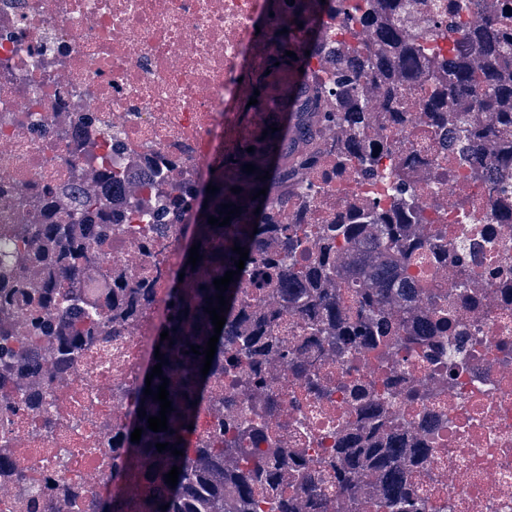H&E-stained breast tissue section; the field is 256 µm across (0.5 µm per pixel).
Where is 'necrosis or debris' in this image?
Returning <instances> with one entry per match:
<instances>
[{
    "mask_svg": "<svg viewBox=\"0 0 512 512\" xmlns=\"http://www.w3.org/2000/svg\"><path fill=\"white\" fill-rule=\"evenodd\" d=\"M287 25L284 0H0V235L30 223L29 202L45 190L64 186L75 198L96 190L98 137L115 124L127 130L119 161L133 174L162 161L197 177L216 152L234 154L247 131L238 106L267 71L270 46ZM438 153L435 144L413 140L396 155L411 162L410 184L428 202ZM301 178L312 190L292 206L303 212L311 238L320 202L338 214L390 203L386 181L354 162L337 177ZM410 230L465 238L462 265L474 272L468 291L476 303L459 306L457 316L480 349L456 371L437 365L420 374L424 406L390 397L389 432L406 448H431L430 476L414 490L432 512H512V359L500 354L512 345V304L500 292L512 283V224L497 223L486 207L463 216L450 206ZM183 231L177 222L144 224L130 236L136 255H154L151 302L117 314L89 362L64 376L50 346L39 347L44 370L33 388L46 394L65 380L69 394L56 399L50 424L30 437L49 456L20 468L19 486L0 492V512H60L112 431L134 416L158 319L182 269L175 242ZM137 268L114 247H100L84 270L86 300L113 284L135 283ZM384 357V349L360 347L337 359L336 377L347 386L377 379ZM265 363L275 379L266 396L290 422L279 447L292 457L327 460L337 435L358 429L350 401L340 392L309 394L277 352ZM254 396L244 388L220 401L204 396L187 447L236 421ZM24 482L42 484L43 497L20 501Z\"/></svg>",
    "mask_w": 512,
    "mask_h": 512,
    "instance_id": "obj_1",
    "label": "necrosis or debris"
}]
</instances>
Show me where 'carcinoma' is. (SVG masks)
<instances>
[{
  "mask_svg": "<svg viewBox=\"0 0 512 512\" xmlns=\"http://www.w3.org/2000/svg\"><path fill=\"white\" fill-rule=\"evenodd\" d=\"M312 0H295L288 6V32L281 35L287 50L296 58L284 56L275 72L258 85V103L254 111L265 110L266 118L252 131L250 141L232 162V170L219 172L205 182L189 180L170 192L164 207L155 209L139 202H129L122 226L108 214L111 198L122 195L128 175L114 159V151L126 136V129L112 128L105 138L106 150L99 157V183L103 190L81 196L67 207L65 216L55 215L56 193L46 194L43 222L23 224L21 231L0 237V271L12 281L0 286V310L15 303L13 289L20 287L21 252L47 240L54 244V261L64 266L66 275L48 280L37 297L31 299L36 315L30 320L32 335L17 337L0 329V383H16L20 403L0 408V421L10 425L27 418H47L51 404L45 396L26 393L21 380L36 376L41 369L35 352L47 341L51 344L57 366L67 370L88 358L89 341L106 331L112 311L128 312L148 301L150 289L119 285L110 288L103 300H83L82 270L101 242L112 241L115 229L133 234L138 224H159L165 209L178 217H191L203 198L208 199V215L220 217L222 205L234 203L241 213L223 227L201 224L193 239L209 247L202 255L210 274L196 279L194 287L183 288L176 282L171 288V308L160 320L157 333L168 331L169 338L156 337L165 363L163 376L169 379L168 431L148 429L147 417L157 416L160 402L144 394L145 382L136 391L139 408L146 416L125 425L112 435L108 447L118 448L130 466L140 468L151 491L136 512H298V493L315 487L312 470L300 459L288 460L282 451L257 448L241 456L232 441H224V430L203 440L193 452L178 442L193 423L194 406L199 394L218 378H226L227 387L267 388L270 379L259 367V359L277 348L290 372L300 378L316 377L308 385L314 392L331 384L334 366L319 355L311 360L288 350L273 339L274 328L294 316L306 317L304 331L317 347L343 355L361 341L373 346H391L397 351L414 348L434 350V362L453 371L464 365L465 357L448 340V326L454 320L447 299L432 290L406 287L405 269L426 262L434 268L456 262V243L437 233L431 240L410 236L407 226L424 220L422 201L408 194L404 174L389 166L379 167L382 157L390 156L392 143L379 138L368 144L365 135L373 125L375 112L362 93L361 82L378 81L383 88L382 107L393 124L407 115L421 114L420 123L411 126L407 137L428 141L449 138L448 156L437 163L432 184L440 190L453 177L457 166L485 159L482 171L474 170L471 181H481L485 197L496 217L512 224V0H499L495 12L483 13L482 0H437L451 17L448 25L430 24L416 33L401 24L404 15L424 0H363L359 10L347 19L349 28L357 27L354 42L340 48L334 45L332 14L344 11L343 0H325L323 11L314 9ZM303 27H298V24ZM310 55H305V51ZM316 60L320 68L332 70L339 104L333 110L323 107V100L311 94L300 80L299 68ZM278 131L269 130V125ZM337 128L346 136L344 147L336 153L337 161L356 160L365 171L389 183V194L397 204L369 212L351 210L334 221L320 225L318 238L310 243L299 227L285 222L279 188L295 181L298 171L316 167L318 153L304 147L316 145L322 130ZM268 134H263V131ZM254 147V152L246 151ZM253 164L248 174L244 165ZM270 174L262 181L258 176ZM219 187L211 195L208 185ZM240 187L238 194L231 188ZM266 195L253 200L261 188ZM259 214H254L256 208ZM258 233H253V224ZM360 246L352 255L340 254L345 242ZM249 249L246 264L259 260L268 274L271 293L277 305L266 319L248 330L237 321L246 303L244 274L234 276L224 292L228 311L216 353L207 375L201 374L204 355L190 352V346L205 350L214 335L208 305L217 306L218 290L214 279L228 270H237L239 255L232 246ZM350 283L354 307L346 309L341 289L331 290L333 282ZM426 295L430 309L417 315L407 311L406 320L395 330L389 328V310L399 298ZM397 378L383 369L377 385L363 390H348L362 422V436L386 427L381 404L392 391ZM268 409L252 410L263 420L260 428L233 425L243 435H259L274 443L288 430V421H268ZM142 429L140 442H131L135 428ZM360 438L342 439L336 457L343 461L333 467L336 489L350 504L361 501L364 465L384 471V495L371 505L370 512H425V503L414 497L411 481L415 469L426 465L430 449H417L414 458L406 456L401 440L390 437L383 446H359ZM166 443L158 452L155 444ZM183 455L175 456L171 450ZM179 467L175 487L165 483V474ZM167 506L161 510L160 506ZM96 512H130L121 498H98Z\"/></svg>",
  "mask_w": 512,
  "mask_h": 512,
  "instance_id": "1",
  "label": "carcinoma"
}]
</instances>
